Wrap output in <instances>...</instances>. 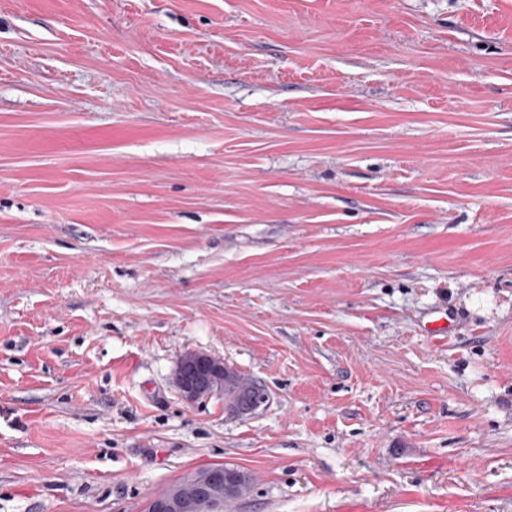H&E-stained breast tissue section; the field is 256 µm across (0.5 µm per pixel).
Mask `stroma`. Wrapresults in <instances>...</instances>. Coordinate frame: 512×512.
Instances as JSON below:
<instances>
[{"label": "stroma", "mask_w": 512, "mask_h": 512, "mask_svg": "<svg viewBox=\"0 0 512 512\" xmlns=\"http://www.w3.org/2000/svg\"><path fill=\"white\" fill-rule=\"evenodd\" d=\"M224 463L225 512H512V0H0V512ZM189 370H186L188 366ZM218 366L211 357L203 352H189L178 360L174 372V381L182 397L188 403H194L207 396L205 381L208 374ZM222 372L213 380L211 387L219 388L221 395L224 396V409L229 415L242 416L247 413H241V408L245 402L262 403V398L266 394L265 389L258 385L253 379L228 365L223 361Z\"/></svg>", "instance_id": "35a3bbf8"}]
</instances>
